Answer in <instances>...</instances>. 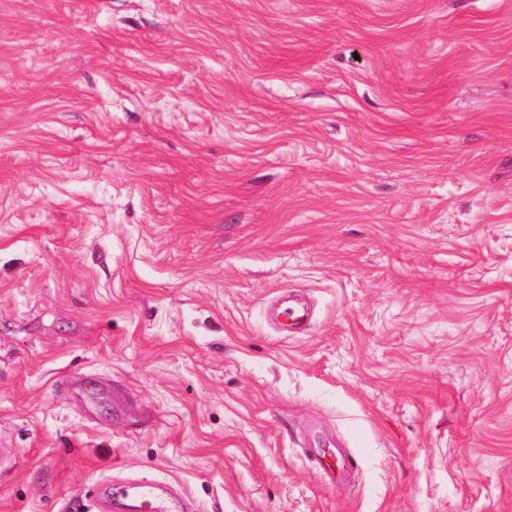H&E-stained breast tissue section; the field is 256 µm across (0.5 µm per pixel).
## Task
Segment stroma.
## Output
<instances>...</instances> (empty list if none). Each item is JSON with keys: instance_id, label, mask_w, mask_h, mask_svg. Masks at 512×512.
<instances>
[{"instance_id": "35a3bbf8", "label": "stroma", "mask_w": 512, "mask_h": 512, "mask_svg": "<svg viewBox=\"0 0 512 512\" xmlns=\"http://www.w3.org/2000/svg\"><path fill=\"white\" fill-rule=\"evenodd\" d=\"M0 448V512H512V0H0ZM113 494L130 496L134 502L132 507L140 512H183L190 507L184 498L164 492L154 481L145 480L127 487H117Z\"/></svg>"}]
</instances>
